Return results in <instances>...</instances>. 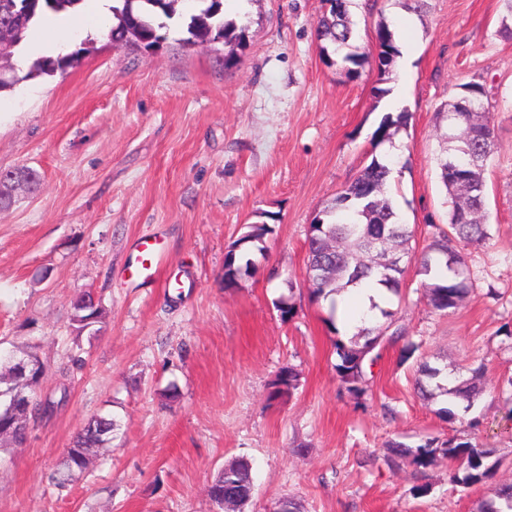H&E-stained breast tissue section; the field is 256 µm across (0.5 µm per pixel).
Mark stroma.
<instances>
[{
	"instance_id": "stroma-1",
	"label": "stroma",
	"mask_w": 512,
	"mask_h": 512,
	"mask_svg": "<svg viewBox=\"0 0 512 512\" xmlns=\"http://www.w3.org/2000/svg\"><path fill=\"white\" fill-rule=\"evenodd\" d=\"M179 0L155 51L118 48L98 28L73 67L0 95V170L40 174L0 212V349L36 348L41 397L67 395L25 443L0 447V512H216L207 487L225 464L251 462L243 512H478L489 488H464L441 460L419 476L390 468L385 444L465 436L495 449L494 486L512 484V35L503 0H348L356 76L326 63L317 39L326 0H247L248 42L232 64L223 43L184 48ZM388 22L413 49L405 86L381 98L375 31ZM483 86L497 151L485 172L490 239L465 252L472 289L446 316L407 270L390 308L419 358L482 393L449 422L414 382L416 360L382 350L364 405L339 389L326 301L305 277L308 227L372 157L390 158L389 196L415 249L447 224L436 158L459 84ZM409 113L393 150L374 133L391 101ZM275 225L253 274L225 289L224 256L254 223ZM165 253L159 275L131 270L140 240ZM101 300L95 337L75 341L71 303ZM294 303L281 319L280 300ZM81 365L69 376L59 368ZM298 374L271 402L281 368ZM97 415L119 422L110 450L65 488L51 477ZM479 419L478 428L468 426ZM427 482L422 497L413 489ZM492 485V486H493Z\"/></svg>"
}]
</instances>
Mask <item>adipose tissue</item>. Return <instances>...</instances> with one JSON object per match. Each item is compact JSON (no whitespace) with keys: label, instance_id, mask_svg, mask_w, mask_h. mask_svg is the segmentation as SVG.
I'll use <instances>...</instances> for the list:
<instances>
[{"label":"adipose tissue","instance_id":"ef3b65f1","mask_svg":"<svg viewBox=\"0 0 512 512\" xmlns=\"http://www.w3.org/2000/svg\"><path fill=\"white\" fill-rule=\"evenodd\" d=\"M112 0H84L73 13L42 15L37 24L40 28L34 40L24 42L23 49L28 60L43 56H55L64 52L70 40L78 35H87L106 20ZM389 293L382 285L369 288H352L336 298L337 319L348 333H355L363 318L375 305H384Z\"/></svg>","mask_w":512,"mask_h":512}]
</instances>
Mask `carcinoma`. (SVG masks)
<instances>
[{
  "label": "carcinoma",
  "instance_id": "cac0c4a2",
  "mask_svg": "<svg viewBox=\"0 0 512 512\" xmlns=\"http://www.w3.org/2000/svg\"><path fill=\"white\" fill-rule=\"evenodd\" d=\"M83 0H0V47H11L3 60L5 70L0 75V92L17 84L14 57L16 49L41 14L65 12ZM112 7L113 24L108 37L118 47L153 50L166 40L160 30L168 27L166 20L176 15L179 0H116ZM197 12L184 22L187 46L224 42L225 62L235 60L237 51L247 39V27L224 20L223 0H194ZM329 10L322 17L318 39L321 50L328 53L333 47L336 56L347 65L350 76L362 64L365 54L357 52L354 31L349 17L347 0H326ZM377 58L381 76L392 79L399 50L395 45V32L387 24L380 25L375 35ZM79 54L57 58H39L32 62L20 80L52 76L78 63ZM409 113L387 114L375 132V139L384 142L407 126ZM465 112L448 113V148L439 158L441 179L448 194V229L430 225V243L421 254L411 246L414 229L401 222L391 200L385 195V185L392 174L393 161L373 158L359 175L336 197L327 203L309 225L307 235L306 277L312 295L327 297L350 287L375 280L386 285L393 295L401 293L405 268L388 257L393 248L399 256L415 262L416 273L422 276L420 288L432 309L444 315L452 313L469 293L470 272L462 251L467 247H480L489 238L485 170L496 151L494 127L486 121L473 129ZM274 233L268 224H250L245 234L236 240L224 257V287L234 288L242 275L249 272L251 260L245 254L266 249V239ZM77 336H82L84 325L76 318H93L96 325L104 319V309L85 310V299L72 303ZM396 313L381 310V317L369 319V326L350 338L334 341L337 357L335 365L341 386L360 400L369 390L368 368L379 357L375 350L386 345L403 343L401 361L409 360L419 344L412 341L405 330L396 325ZM483 365L472 369V378L451 384L446 368L419 363L417 389L426 399L436 394H447L472 406L481 393L475 382ZM298 377L290 366L281 369L270 383L268 400L276 401L296 388ZM118 429L117 421L107 417L91 419L66 451L63 465L87 469L92 460L100 456ZM390 461L404 460L423 473L443 458L452 469L453 481L465 487L492 483L500 459L493 458L495 450L479 448L461 436L445 440L427 439L409 447L391 440L386 443ZM214 482L224 486V493L235 496L241 504L248 503L254 493L252 467L245 459L229 464ZM480 512H512V485L494 490V496L484 501Z\"/></svg>",
  "mask_w": 512,
  "mask_h": 512
}]
</instances>
